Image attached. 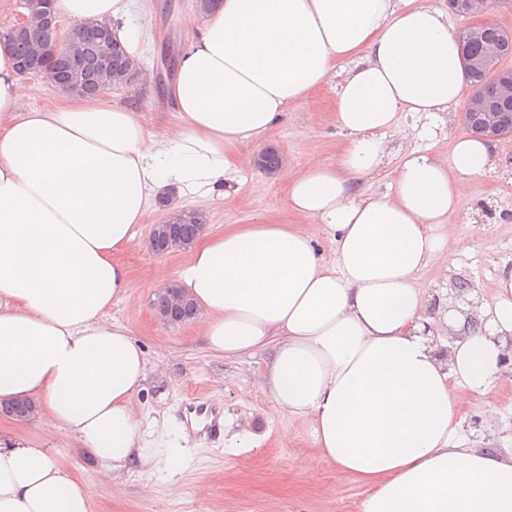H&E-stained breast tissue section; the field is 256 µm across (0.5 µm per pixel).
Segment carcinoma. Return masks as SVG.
Returning a JSON list of instances; mask_svg holds the SVG:
<instances>
[{
    "label": "carcinoma",
    "mask_w": 512,
    "mask_h": 512,
    "mask_svg": "<svg viewBox=\"0 0 512 512\" xmlns=\"http://www.w3.org/2000/svg\"><path fill=\"white\" fill-rule=\"evenodd\" d=\"M108 29L102 26H95L86 29L73 44L78 46L79 56L83 60L81 67L72 69L68 65L70 56L69 49L58 53L47 52L48 45L41 44L34 46L32 42L24 37H17L11 43V52L15 59L20 61H45L49 63L47 73L55 69L61 70V79L55 86L73 95L96 96L106 88L121 87L129 84L124 74L129 66V58L126 52L113 45L105 33ZM512 75V68L502 69L501 74L489 71L485 74L468 75L469 84L482 86L488 99L499 111L505 113V132L512 133V107L498 98L497 86L503 77ZM204 219L198 212H190L173 226L171 238L179 242L182 247L190 246L196 227L203 225Z\"/></svg>",
    "instance_id": "cac0c4a2"
}]
</instances>
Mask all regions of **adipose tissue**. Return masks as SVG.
Instances as JSON below:
<instances>
[{
  "label": "adipose tissue",
  "mask_w": 512,
  "mask_h": 512,
  "mask_svg": "<svg viewBox=\"0 0 512 512\" xmlns=\"http://www.w3.org/2000/svg\"><path fill=\"white\" fill-rule=\"evenodd\" d=\"M69 38L108 27L139 58L137 0H56ZM198 18L164 96L175 126L150 132L143 109L69 95L26 107L30 88L0 45V402L25 398L45 430L69 432L102 477L178 448H150L133 405L146 358L104 314L132 282L113 260L158 200L234 190L240 148L289 105L336 80V160L287 188L289 209L336 245L256 218L204 231L179 273L227 358L265 348V391L311 423L317 448L367 488L361 512H512V457L470 427L466 400L489 393L512 335V267L497 296L431 291L421 274L474 211L462 180L494 172L490 142L456 141L450 161L394 155L390 137L422 115L429 137L463 98L457 35L429 0H186ZM344 73H337L338 64ZM385 173L384 191L365 187ZM89 482L65 448L0 430V512H92Z\"/></svg>",
  "instance_id": "adipose-tissue-1"
}]
</instances>
